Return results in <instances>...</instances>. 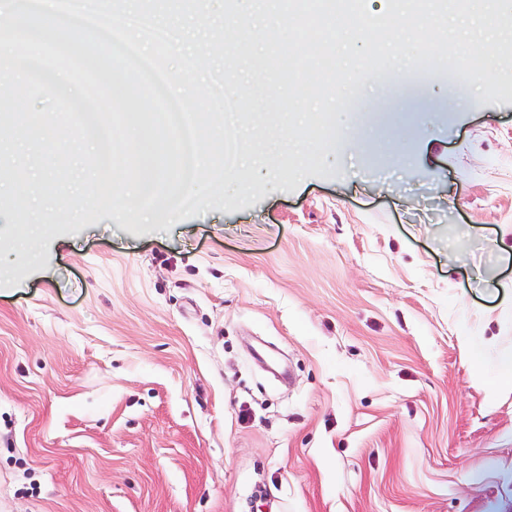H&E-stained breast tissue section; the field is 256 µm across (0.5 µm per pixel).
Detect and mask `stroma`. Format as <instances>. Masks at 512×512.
I'll use <instances>...</instances> for the list:
<instances>
[{
	"mask_svg": "<svg viewBox=\"0 0 512 512\" xmlns=\"http://www.w3.org/2000/svg\"><path fill=\"white\" fill-rule=\"evenodd\" d=\"M356 88L297 189L6 251L0 512H512V103ZM413 96L408 93H393L392 97L384 96L382 94L374 95L368 98L367 100V108L371 112H389L394 114L393 112L397 111L400 107V100H405L409 97Z\"/></svg>",
	"mask_w": 512,
	"mask_h": 512,
	"instance_id": "obj_1",
	"label": "stroma"
}]
</instances>
